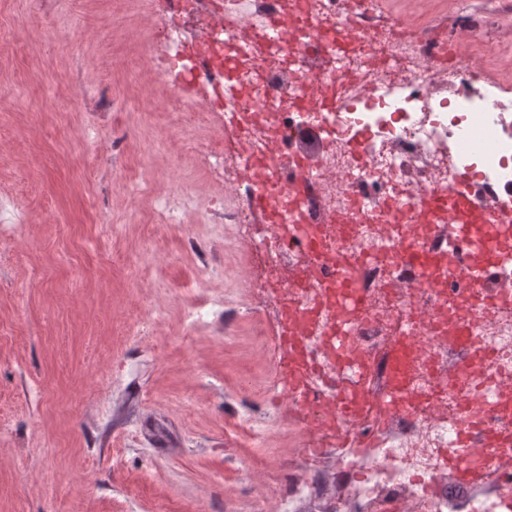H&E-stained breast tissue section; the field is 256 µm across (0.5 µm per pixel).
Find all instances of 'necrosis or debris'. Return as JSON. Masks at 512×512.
Listing matches in <instances>:
<instances>
[{
    "instance_id": "1",
    "label": "necrosis or debris",
    "mask_w": 512,
    "mask_h": 512,
    "mask_svg": "<svg viewBox=\"0 0 512 512\" xmlns=\"http://www.w3.org/2000/svg\"><path fill=\"white\" fill-rule=\"evenodd\" d=\"M374 0H167L178 32L141 33L146 62L162 57L166 110L202 116L178 129L203 151L236 198L244 234L262 232L265 308L259 324L266 381L305 410L302 460L328 467V483L298 478L281 495L290 512L311 499L328 512H512V447L483 450L487 430L512 431L493 405L512 387V262L482 236L489 274L469 288L436 256L453 239L448 212L418 214L434 192L453 196L458 169L479 163L481 206L512 195V86L489 91L453 34L406 35L392 21L368 30L356 9ZM279 25L266 35L263 22ZM199 88L189 98L187 86ZM315 119V154L294 149ZM360 141V152L350 145ZM433 259L430 276L403 260ZM350 276L337 281L336 268ZM360 295L337 312L340 295ZM308 312L300 334L313 360L302 390L289 387L284 314ZM341 356L329 349L339 327ZM354 416L339 421L344 400ZM468 466L485 477L452 498L448 451L462 435Z\"/></svg>"
}]
</instances>
